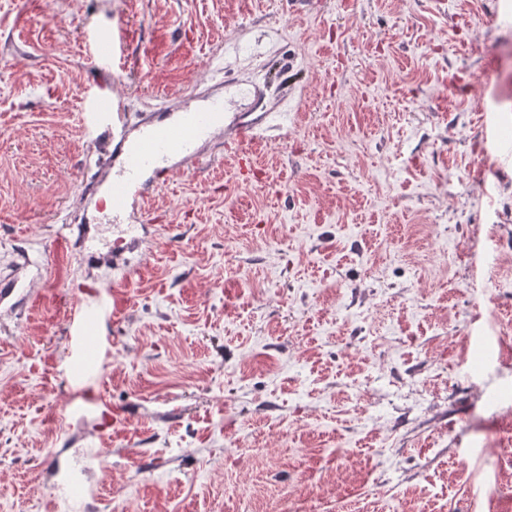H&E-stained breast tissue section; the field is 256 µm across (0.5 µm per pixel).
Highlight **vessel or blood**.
I'll return each instance as SVG.
<instances>
[{
    "label": "vessel or blood",
    "mask_w": 512,
    "mask_h": 512,
    "mask_svg": "<svg viewBox=\"0 0 512 512\" xmlns=\"http://www.w3.org/2000/svg\"><path fill=\"white\" fill-rule=\"evenodd\" d=\"M223 116V102L213 101L181 113L176 121L145 126L134 136L129 132L122 97H113L111 111L93 113L94 127L109 136L118 160L112 175L102 179L113 208L144 211L166 181L193 174L200 164V144L223 130ZM259 130V122L239 121L224 142L227 157L242 155L245 145L257 141Z\"/></svg>",
    "instance_id": "vessel-or-blood-1"
}]
</instances>
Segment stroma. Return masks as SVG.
Here are the masks:
<instances>
[{
	"label": "stroma",
	"mask_w": 512,
	"mask_h": 512,
	"mask_svg": "<svg viewBox=\"0 0 512 512\" xmlns=\"http://www.w3.org/2000/svg\"><path fill=\"white\" fill-rule=\"evenodd\" d=\"M116 95L270 114L253 179L115 252ZM1 275L0 512H512V0H0Z\"/></svg>",
	"instance_id": "obj_1"
}]
</instances>
